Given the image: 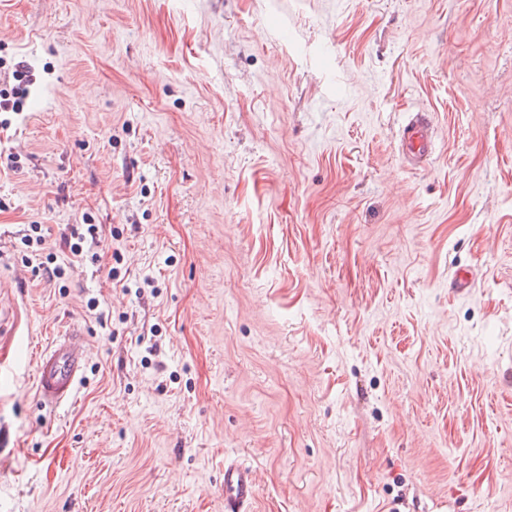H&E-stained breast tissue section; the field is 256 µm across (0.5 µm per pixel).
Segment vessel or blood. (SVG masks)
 Returning a JSON list of instances; mask_svg holds the SVG:
<instances>
[{
    "mask_svg": "<svg viewBox=\"0 0 512 512\" xmlns=\"http://www.w3.org/2000/svg\"><path fill=\"white\" fill-rule=\"evenodd\" d=\"M399 149L411 165H424L433 150V128L424 114L413 116L403 129ZM88 356L85 332L69 326L37 358L35 393L44 406L55 408L71 402ZM258 485L253 465L233 460L224 464V512H250Z\"/></svg>",
    "mask_w": 512,
    "mask_h": 512,
    "instance_id": "vessel-or-blood-1",
    "label": "vessel or blood"
}]
</instances>
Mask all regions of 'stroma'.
<instances>
[{
  "label": "stroma",
  "mask_w": 512,
  "mask_h": 512,
  "mask_svg": "<svg viewBox=\"0 0 512 512\" xmlns=\"http://www.w3.org/2000/svg\"><path fill=\"white\" fill-rule=\"evenodd\" d=\"M19 61L0 512H224L228 458L254 512H512V0H0V100ZM432 141L430 119L422 113H416L403 129L399 150L412 166H422L432 153ZM84 330L70 325L37 358L35 393L44 406L56 408L71 402L77 393L88 356ZM258 485V471L234 460L224 463V512H249Z\"/></svg>",
  "instance_id": "obj_1"
}]
</instances>
